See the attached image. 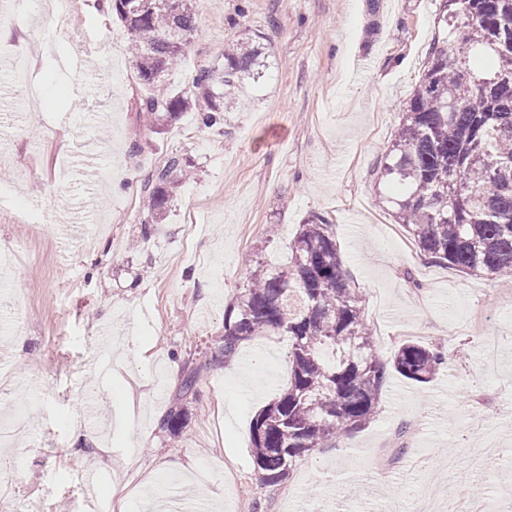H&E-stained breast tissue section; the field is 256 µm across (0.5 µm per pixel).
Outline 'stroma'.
Instances as JSON below:
<instances>
[{
    "instance_id": "1",
    "label": "stroma",
    "mask_w": 512,
    "mask_h": 512,
    "mask_svg": "<svg viewBox=\"0 0 512 512\" xmlns=\"http://www.w3.org/2000/svg\"><path fill=\"white\" fill-rule=\"evenodd\" d=\"M248 2L246 17L237 14ZM38 61L18 82L0 56V419L14 434L0 472L14 493L0 512H137L191 491L223 512H413L461 479L489 512H512V295L506 282L432 263L377 191L401 102L419 80L440 0H196L197 31L170 71L172 91L259 39L265 67L224 114V130L183 113L147 130L144 94L115 16L79 0H15ZM80 88L72 98V88ZM190 174L154 219L144 181L171 157ZM328 216L382 356L408 330L452 356L425 385L391 375L362 429L297 460L264 486L250 424L288 382L289 340L257 336L217 358L224 308L246 281L244 254L288 261L309 214ZM469 354L459 371L454 351ZM109 362L106 374L92 360ZM176 377H169V369ZM200 380L183 388L191 371ZM99 404L95 423L84 397ZM187 413L176 433L161 418ZM82 438H75V427ZM195 461L207 481L171 479ZM125 486L127 500L110 494Z\"/></svg>"
}]
</instances>
